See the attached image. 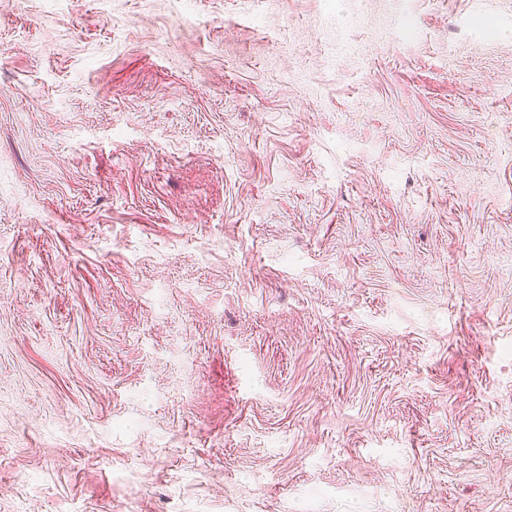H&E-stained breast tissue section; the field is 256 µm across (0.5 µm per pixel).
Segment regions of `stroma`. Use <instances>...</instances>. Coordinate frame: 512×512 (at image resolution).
Segmentation results:
<instances>
[{
	"instance_id": "stroma-1",
	"label": "stroma",
	"mask_w": 512,
	"mask_h": 512,
	"mask_svg": "<svg viewBox=\"0 0 512 512\" xmlns=\"http://www.w3.org/2000/svg\"><path fill=\"white\" fill-rule=\"evenodd\" d=\"M0 512H512V0H0Z\"/></svg>"
}]
</instances>
